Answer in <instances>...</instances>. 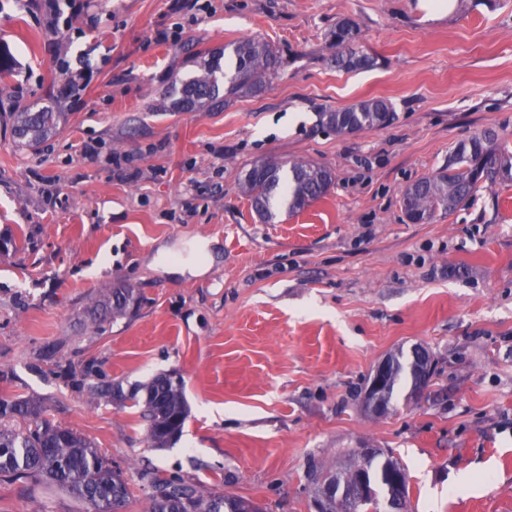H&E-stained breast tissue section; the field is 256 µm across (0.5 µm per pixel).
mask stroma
<instances>
[{"mask_svg": "<svg viewBox=\"0 0 512 512\" xmlns=\"http://www.w3.org/2000/svg\"><path fill=\"white\" fill-rule=\"evenodd\" d=\"M0 0L16 73L0 110L64 113L34 149L0 122V397L20 396L118 464L127 512L142 474L180 472L266 512H314L311 465L383 448L416 512H512V184L410 223L402 193L494 128L512 145V0ZM358 27L371 68L331 67L328 33ZM256 36L283 59L256 96L175 112L164 92L201 52ZM391 102L353 135L323 112ZM94 146L93 158L82 155ZM329 169V193L271 223L243 191L261 161ZM208 252L184 268L191 243ZM134 288L126 315L96 300ZM420 347L436 373L419 402L400 384L383 418L367 380ZM189 414L150 447L127 403L91 396L163 373ZM0 512H86L47 482L1 481Z\"/></svg>", "mask_w": 512, "mask_h": 512, "instance_id": "obj_1", "label": "stroma"}]
</instances>
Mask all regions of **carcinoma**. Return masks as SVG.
Instances as JSON below:
<instances>
[{
    "label": "carcinoma",
    "instance_id": "carcinoma-1",
    "mask_svg": "<svg viewBox=\"0 0 512 512\" xmlns=\"http://www.w3.org/2000/svg\"><path fill=\"white\" fill-rule=\"evenodd\" d=\"M357 27L342 20L330 33L333 53L331 64L344 70H363L373 65V58L354 46ZM233 66L222 70L219 52L207 53L203 73L189 79H177L167 88L176 112H196L205 106H219L233 97L262 91L266 81L277 74L280 66L277 52L259 38H245L224 46ZM14 60L0 48V94L13 76ZM63 117L61 112L34 111L25 108L10 113L13 141L18 148H33L48 139ZM323 123L338 134H354L373 127H385L394 120L392 105L384 99L359 102L344 110L322 113ZM498 134L487 129L458 144L448 157V164L428 177L409 186L403 193L407 218L415 223L432 220L436 212H454L469 203L480 181L491 185L512 181V154L499 150ZM268 177L255 175L258 169ZM277 162L253 166L244 177V188L250 195L257 215L269 223L276 219L280 206L279 192L286 195L288 212L295 213L311 202L327 195L332 184L329 170L294 162L286 178L279 175ZM136 297L130 287L114 288L97 304L122 316ZM395 365L384 393L391 403L401 376L418 380L411 356L402 353L391 357ZM111 397L130 400L140 408L147 423L151 447L164 448L182 433L187 420L183 379L174 374H161L149 383L126 394L115 386ZM347 465L336 470L313 472L315 490L328 480L344 485L346 498L354 496L357 478L365 477L368 494L361 498L355 512H391V488L388 470L398 462L380 448L370 454L353 450ZM0 476L16 479L37 476L68 492L91 508V512H123L130 491L121 471L106 461L93 444L69 427L54 425L41 416L28 402L19 398H0ZM149 512H239L247 499L205 489L175 472L150 480Z\"/></svg>",
    "mask_w": 512,
    "mask_h": 512
}]
</instances>
